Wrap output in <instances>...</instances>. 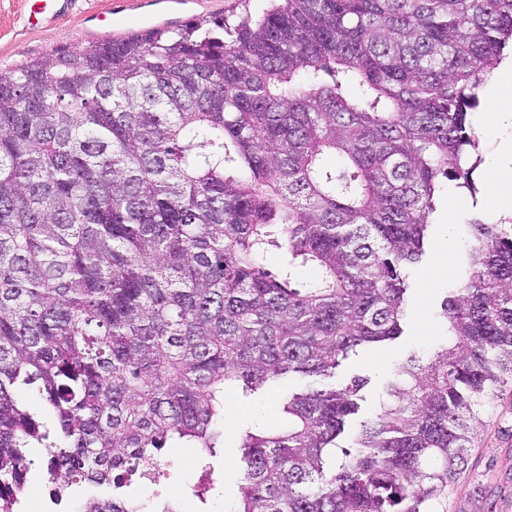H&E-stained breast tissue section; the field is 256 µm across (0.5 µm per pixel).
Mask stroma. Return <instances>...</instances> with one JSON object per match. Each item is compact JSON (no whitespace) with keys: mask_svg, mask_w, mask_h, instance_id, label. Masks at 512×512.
<instances>
[{"mask_svg":"<svg viewBox=\"0 0 512 512\" xmlns=\"http://www.w3.org/2000/svg\"><path fill=\"white\" fill-rule=\"evenodd\" d=\"M34 3L0 0V76L59 46L190 21L221 18L234 25L267 6V0H59V12L51 17L36 13ZM473 178L479 188L474 198L453 185L445 187L433 220L430 248L421 272L413 276L404 334L382 346L358 351L336 370L333 382L337 387H344L354 377L365 381L358 421L380 412L387 399L386 385L398 364L446 342L441 302L448 289L465 276L466 224L477 216L493 222L512 214V182L498 181L484 164ZM441 264L449 266L448 276L429 281L428 270ZM255 417L273 424L281 421L277 390L248 398L233 393L227 398L226 446L210 465L213 481L224 484L227 496L236 492L237 470L232 463L236 436ZM485 421L462 472L431 501L430 512H512V392L495 399ZM159 456L167 479L151 487L132 477L126 494L140 498L148 512H153L160 500L176 501L183 512H209L208 506L187 492L206 473V467L194 462L192 450L170 444Z\"/></svg>","mask_w":512,"mask_h":512,"instance_id":"35a3bbf8","label":"stroma"}]
</instances>
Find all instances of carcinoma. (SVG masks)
<instances>
[{"instance_id": "obj_1", "label": "carcinoma", "mask_w": 512, "mask_h": 512, "mask_svg": "<svg viewBox=\"0 0 512 512\" xmlns=\"http://www.w3.org/2000/svg\"><path fill=\"white\" fill-rule=\"evenodd\" d=\"M510 41L512 0H277L1 76L0 512L35 450L52 503L106 484L73 512H143L137 465L171 439L217 456L226 397L295 375L325 382L240 429L225 512H423L512 384V217L467 225L448 341L374 419L346 432L360 384L329 379L404 333L440 178L476 197L470 114Z\"/></svg>"}]
</instances>
